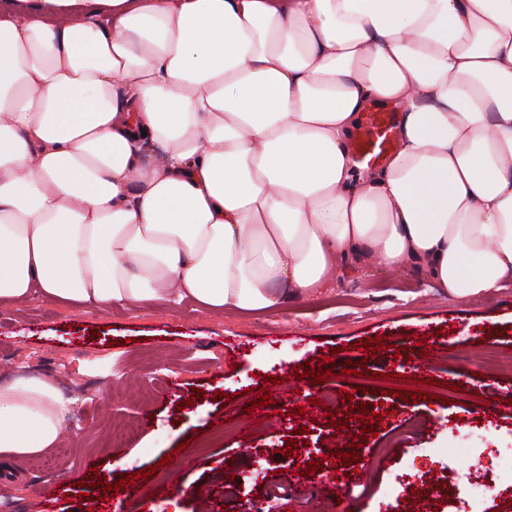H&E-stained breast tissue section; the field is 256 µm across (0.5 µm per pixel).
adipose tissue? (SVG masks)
Masks as SVG:
<instances>
[{"mask_svg":"<svg viewBox=\"0 0 512 512\" xmlns=\"http://www.w3.org/2000/svg\"><path fill=\"white\" fill-rule=\"evenodd\" d=\"M372 104L400 116L377 172L348 146ZM349 259L512 276V0H0V307L262 311ZM66 411L0 381V469Z\"/></svg>","mask_w":512,"mask_h":512,"instance_id":"adipose-tissue-1","label":"adipose tissue"}]
</instances>
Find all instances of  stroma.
Instances as JSON below:
<instances>
[{"mask_svg":"<svg viewBox=\"0 0 512 512\" xmlns=\"http://www.w3.org/2000/svg\"><path fill=\"white\" fill-rule=\"evenodd\" d=\"M422 335L432 347L427 361L414 344ZM375 336L399 356L356 350ZM489 343L512 351V283L463 298L412 269L394 275L346 265L320 293L254 313L210 312L190 301L102 310L31 298L0 310V378L54 376L73 402L64 426L70 443L29 460L20 480L6 482L9 512H31L33 499L51 487L63 493L56 512H94L96 496H82L78 486L90 469L115 481L151 465L158 471L149 482L118 491L122 512L174 497L181 512H238L253 489L268 512H466L476 482L486 486L484 512H512V493L490 486V463L471 453L512 448V405L504 401L512 373L483 365ZM326 357L337 369L313 383L309 361ZM349 360L364 361L365 376L342 375ZM401 373L420 381H398ZM198 389L205 392L199 401ZM345 389L354 403L386 414L359 449L366 472L333 462L317 482L304 474L309 461L347 450L364 425L339 429L326 412L309 417L297 409ZM217 391L229 402L214 400ZM419 391L424 399H416ZM264 395L263 413L248 412L249 400ZM219 414L224 424H215ZM116 424L127 431L118 447ZM301 427L306 442L286 457L281 449ZM185 441L192 456L178 450ZM439 445L450 459L422 456ZM448 466L461 479L445 485Z\"/></svg>","mask_w":512,"mask_h":512,"instance_id":"35a3bbf8","label":"stroma"}]
</instances>
